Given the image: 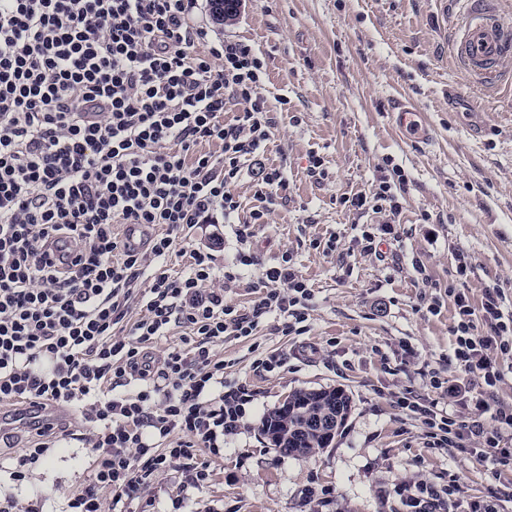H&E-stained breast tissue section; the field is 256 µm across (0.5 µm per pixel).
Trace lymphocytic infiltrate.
<instances>
[{"mask_svg": "<svg viewBox=\"0 0 512 512\" xmlns=\"http://www.w3.org/2000/svg\"><path fill=\"white\" fill-rule=\"evenodd\" d=\"M196 2L0 0V406L78 414L96 461L67 512H129L174 466L184 493L173 508L189 507L210 480L199 452L219 454L245 416L246 394L225 384L215 345L255 336L270 318L282 335L302 333L314 297L289 258L262 269L243 248L225 271L200 248L184 271L163 268L179 235L199 224L234 225L243 245L288 190L282 167L264 159L274 129L264 61L214 35ZM248 164L258 168L261 206L243 220L233 187ZM407 186L395 167L341 203L396 216ZM119 224L155 234L137 250L115 233ZM254 269L261 293L252 306L226 302L225 282ZM454 303L453 358L470 375L476 419L405 392L397 402L433 447L477 438L469 454L497 478L512 471L503 444L512 408L496 396L512 317L496 289L480 306L461 290ZM175 326L181 347L155 356ZM27 427L23 454L0 459L15 488L72 436L59 421Z\"/></svg>", "mask_w": 512, "mask_h": 512, "instance_id": "1", "label": "lymphocytic infiltrate"}]
</instances>
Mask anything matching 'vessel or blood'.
Wrapping results in <instances>:
<instances>
[{
  "label": "vessel or blood",
  "mask_w": 512,
  "mask_h": 512,
  "mask_svg": "<svg viewBox=\"0 0 512 512\" xmlns=\"http://www.w3.org/2000/svg\"><path fill=\"white\" fill-rule=\"evenodd\" d=\"M458 34L452 53L473 84L487 87L497 84L512 56V22L504 18L497 0H460ZM390 117L396 128L413 138L429 141L430 134L420 112L401 100L392 102Z\"/></svg>",
  "instance_id": "b4317fda"
}]
</instances>
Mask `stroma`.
Instances as JSON below:
<instances>
[{"instance_id":"1","label":"stroma","mask_w":512,"mask_h":512,"mask_svg":"<svg viewBox=\"0 0 512 512\" xmlns=\"http://www.w3.org/2000/svg\"><path fill=\"white\" fill-rule=\"evenodd\" d=\"M457 20L454 4L436 0H243L234 21L217 25L221 37L251 45L267 64L263 92L276 126L266 156L284 168L288 197L271 205L247 244L230 224L216 239L211 226L192 229L167 267L181 271L202 245L221 269L243 247L266 266L286 254L314 298L302 335H281L271 320L256 336L217 346L225 381L248 390L251 402L220 455L200 452L211 480L194 493V512H401L395 490L409 481L442 489L435 512H470L478 501L512 512L501 493L512 476L494 479L486 463L458 449L430 448L421 422L391 398L410 389L473 418L464 396L434 392L425 378L434 371L450 385L470 380L453 359L448 291L465 287L477 306L485 289H500L512 313V64L496 85L472 86L450 55ZM398 98L430 122V145L395 130L388 107ZM315 156L326 178L311 176ZM387 158L408 178L399 238L367 255L359 227L386 217L350 214L340 199L368 191ZM416 261L424 272L413 269ZM272 352L282 366L255 369L256 355ZM329 388L351 399L333 443L304 455L276 451L261 432L264 416L295 390ZM94 462L85 441H63L16 494L43 493L46 512H64ZM452 482L458 492L445 495Z\"/></svg>"}]
</instances>
